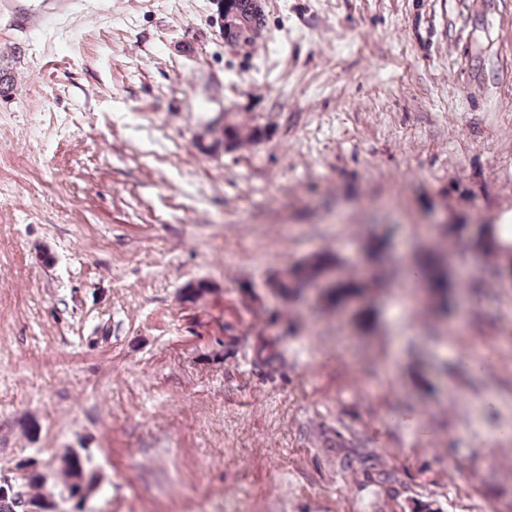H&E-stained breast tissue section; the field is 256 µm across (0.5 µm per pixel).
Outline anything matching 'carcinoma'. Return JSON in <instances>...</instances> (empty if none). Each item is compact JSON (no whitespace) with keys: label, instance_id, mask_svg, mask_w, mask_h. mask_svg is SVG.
<instances>
[{"label":"carcinoma","instance_id":"1","mask_svg":"<svg viewBox=\"0 0 512 512\" xmlns=\"http://www.w3.org/2000/svg\"><path fill=\"white\" fill-rule=\"evenodd\" d=\"M264 137L259 127L245 128L236 121L229 120L224 125L221 137L214 139L210 148L234 151L242 145ZM472 249L477 254L499 257L512 250V239L501 237L494 228L478 233L472 239ZM337 258L328 252H318L292 264L283 273L276 275L268 283V288L284 303L293 304L302 301L307 290L318 288L319 301L330 310L347 306L374 287L371 277L334 276ZM417 272L419 282L424 288L420 303L428 310H444L451 304L454 288L464 279V275L451 274L445 262V254L438 249H429L418 259ZM278 338L259 332L254 349V363L266 375L273 376L280 368ZM22 471L20 481L12 483V490L0 492V512H56L54 494L49 490L48 474L63 479L74 501V508L82 509L83 503L95 495L101 487L102 477L85 468L81 454L68 450L47 462L29 458L17 464Z\"/></svg>","mask_w":512,"mask_h":512}]
</instances>
